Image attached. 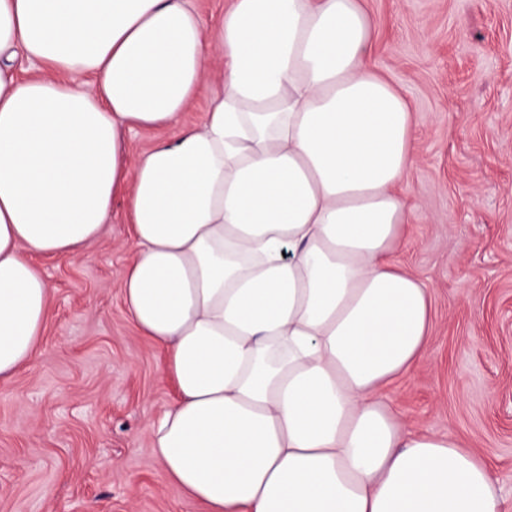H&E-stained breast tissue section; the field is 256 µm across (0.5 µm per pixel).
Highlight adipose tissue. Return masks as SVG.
Listing matches in <instances>:
<instances>
[{
  "label": "adipose tissue",
  "instance_id": "ef3b65f1",
  "mask_svg": "<svg viewBox=\"0 0 512 512\" xmlns=\"http://www.w3.org/2000/svg\"><path fill=\"white\" fill-rule=\"evenodd\" d=\"M363 0H0V383L51 312L33 255L81 256L123 198L125 311L174 397L150 425L206 512H499L487 462L380 395L423 357L391 256L413 116ZM33 72L18 76L16 59ZM200 125L182 122L203 83ZM171 138L130 156L127 136ZM201 22L209 27L216 23L223 15L229 2L227 0H195Z\"/></svg>",
  "mask_w": 512,
  "mask_h": 512
}]
</instances>
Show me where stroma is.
Returning <instances> with one entry per match:
<instances>
[{
	"label": "stroma",
	"mask_w": 512,
	"mask_h": 512,
	"mask_svg": "<svg viewBox=\"0 0 512 512\" xmlns=\"http://www.w3.org/2000/svg\"><path fill=\"white\" fill-rule=\"evenodd\" d=\"M366 6L417 143L394 258L431 290L425 355L384 394L407 428L484 457L512 512V0ZM131 257L116 219L81 258H38L52 312L32 365L0 384V512H205L152 448L173 388L123 307Z\"/></svg>",
	"instance_id": "35a3bbf8"
}]
</instances>
